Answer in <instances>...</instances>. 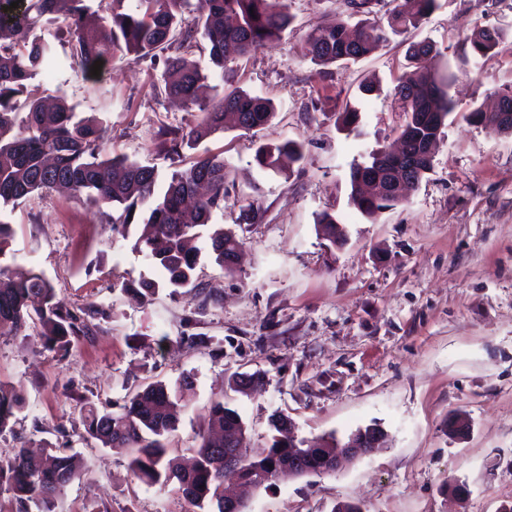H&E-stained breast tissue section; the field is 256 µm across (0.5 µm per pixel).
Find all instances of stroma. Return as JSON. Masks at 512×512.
<instances>
[{"instance_id":"stroma-1","label":"stroma","mask_w":512,"mask_h":512,"mask_svg":"<svg viewBox=\"0 0 512 512\" xmlns=\"http://www.w3.org/2000/svg\"><path fill=\"white\" fill-rule=\"evenodd\" d=\"M295 17L277 42L241 61L240 87L271 99L262 128H230L170 161L160 129L187 132L195 113L158 93L162 59L114 57L90 80L63 67L31 81L40 95L65 92L79 116L99 117L108 153L157 167L160 181L195 158L220 154L231 166V201L211 221L244 241L227 273L202 252L197 288L160 284L136 294L140 277H160L135 251L141 224L114 232L97 208L65 193L32 195L0 208L14 230L1 262L13 274L43 273L77 309L96 303L92 335L68 350L47 349L40 328L0 336V381L23 408L0 434V459L50 444L82 452L92 477L69 485L57 512H194L168 489L135 480L126 453L84 442L83 398L123 404L140 387L193 381L183 394L171 455L187 459L224 400L246 425L245 445L263 447L272 414L297 437L316 440L380 425L384 448L332 473L279 480L251 491L246 512H332L351 501L362 512H512V135L469 120L512 87V0H441L409 37H391L347 66L323 68L301 48L317 24L346 15V0H288ZM500 29L488 55L474 56V25ZM439 51L438 70L457 76L455 110L432 169L407 202L364 217L350 203V171L393 146L404 116L393 88L409 72V41ZM374 83L361 94L358 86ZM360 111L355 131L339 129L345 103ZM303 143L289 173L261 171L255 143ZM258 198L256 223L240 224L238 203ZM333 214L343 245L318 219ZM260 374L251 394L240 374ZM466 414L458 437L448 421Z\"/></svg>"}]
</instances>
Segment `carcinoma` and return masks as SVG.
Returning <instances> with one entry per match:
<instances>
[{"instance_id": "carcinoma-1", "label": "carcinoma", "mask_w": 512, "mask_h": 512, "mask_svg": "<svg viewBox=\"0 0 512 512\" xmlns=\"http://www.w3.org/2000/svg\"><path fill=\"white\" fill-rule=\"evenodd\" d=\"M0 0V30L14 37L0 44V204L47 192H66L82 197L98 208H122L112 219V230L121 232L131 224L137 204L149 209L142 234L134 248L158 267L171 288H196V269L202 237L210 241L214 261L227 273L231 255L243 241L224 228H211L213 211L224 207L230 197V167L220 155L196 158L182 170L172 172L162 190H157L158 170L125 157L110 156L104 148L102 122L96 117H78L63 94L49 103L28 89L27 81L41 70L63 65L79 69L90 78L94 63L106 64L120 54L134 60L155 59L166 54L164 86L159 92L182 102L186 111L200 113L188 134L165 131L166 155L180 157L183 143L198 142L224 131V119L235 118V127L250 132L266 125L275 114L273 103L253 96L236 86L234 63L279 39L292 24L286 0H137L128 10L125 0H98L106 4L108 15L96 27H88L85 17L93 0ZM380 0H347L345 18L324 21L306 38L303 53L322 67L356 61L370 55L392 35L418 28L440 8V0H391L392 7L378 15ZM195 6L194 26L182 27L185 9ZM55 14L66 24L72 43L70 55L59 58L53 46L37 33L43 18ZM359 18L352 26L349 19ZM208 41L209 57L221 70L224 94L205 99L201 89L208 75L194 59L197 34ZM502 32L474 26L470 42L474 55L484 56L494 49ZM435 52L428 40L413 42L409 58L413 71L393 90L405 116L399 138L407 145L404 155L390 150L370 154V160L353 165L350 202L365 217L374 218L384 210L403 203L406 197L388 193L391 173L411 161L410 175L419 185L432 168L439 147L441 129L454 109L449 89L454 73L438 72L429 66ZM428 112L436 120L431 127L414 120L416 113ZM469 118L496 134H512V125L503 123L495 112L475 109ZM299 163L305 158L304 144L286 140L275 146L261 145L254 162L265 172H283L282 159ZM364 180L379 184V194L367 197L361 190ZM260 205L252 199L239 205V223L253 224ZM102 316L96 305L75 310L58 298L55 288L41 273L30 271L11 275L0 265V336H19L32 323L41 329L46 347L65 350L76 336H88V319ZM178 382L172 387L163 381L138 390L113 410L86 398L82 422L86 438L104 448L124 450L129 455L133 476L149 485L174 486L199 512H224V480L233 473L246 485L259 486L278 478V460L288 457V448L307 456V468L324 465L327 449L336 447V436L327 437L324 448L288 443L281 423L288 416L275 413L263 447L248 452L239 447V464L224 468V438L245 442L246 426L238 413L214 400L209 407L208 431L219 437L201 436L195 448L194 465L186 469L168 456L163 439L179 423ZM22 400L0 382V434L5 432ZM90 463L77 452L66 453L46 447L38 454L21 448L0 460V494H10L14 512H56L65 488L87 479Z\"/></svg>"}]
</instances>
